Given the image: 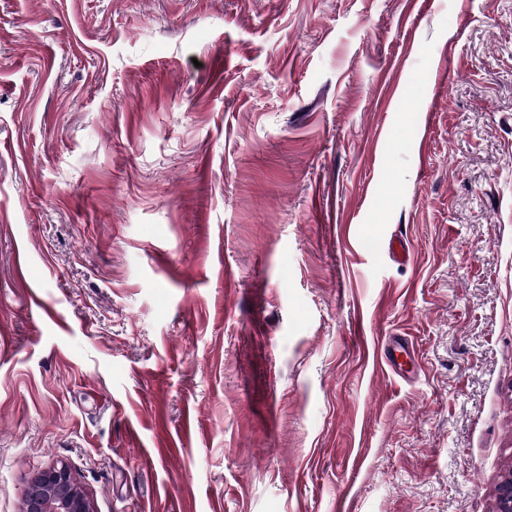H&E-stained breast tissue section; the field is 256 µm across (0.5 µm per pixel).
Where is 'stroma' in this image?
Returning a JSON list of instances; mask_svg holds the SVG:
<instances>
[{
    "label": "stroma",
    "instance_id": "obj_1",
    "mask_svg": "<svg viewBox=\"0 0 512 512\" xmlns=\"http://www.w3.org/2000/svg\"><path fill=\"white\" fill-rule=\"evenodd\" d=\"M60 462L95 512H492L512 0H0V512ZM396 350H398L400 356H405L411 363H414L415 359L413 357L414 351L409 347L408 343L393 342L382 346L379 353L380 359L387 367L398 374L400 369L405 367V364L398 360L399 356L394 353Z\"/></svg>",
    "mask_w": 512,
    "mask_h": 512
}]
</instances>
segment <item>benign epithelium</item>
Listing matches in <instances>:
<instances>
[{"mask_svg": "<svg viewBox=\"0 0 512 512\" xmlns=\"http://www.w3.org/2000/svg\"><path fill=\"white\" fill-rule=\"evenodd\" d=\"M23 512H94L90 498L64 464L40 471L23 499ZM494 512H512V471L495 487Z\"/></svg>", "mask_w": 512, "mask_h": 512, "instance_id": "1", "label": "benign epithelium"}]
</instances>
